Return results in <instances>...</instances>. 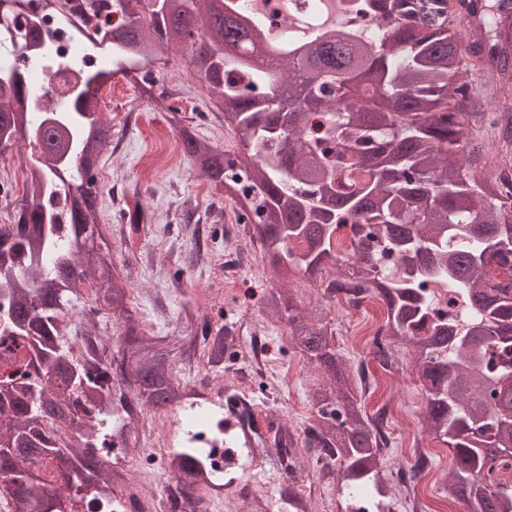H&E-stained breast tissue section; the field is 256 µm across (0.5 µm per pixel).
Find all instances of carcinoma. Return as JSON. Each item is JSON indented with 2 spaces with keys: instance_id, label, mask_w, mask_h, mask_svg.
Here are the masks:
<instances>
[{
  "instance_id": "1",
  "label": "carcinoma",
  "mask_w": 512,
  "mask_h": 512,
  "mask_svg": "<svg viewBox=\"0 0 512 512\" xmlns=\"http://www.w3.org/2000/svg\"><path fill=\"white\" fill-rule=\"evenodd\" d=\"M112 0L115 24L91 11L88 21L112 38V59L90 72L71 95L64 121L24 112L27 68L0 77V153L29 137L44 158L28 176V192L0 224V251L13 258L7 322L0 331V504L9 512H119L114 487L128 480L105 456L128 444L127 420L187 402L168 354L157 350L134 375L127 354L139 348L130 323L113 347L78 329L70 311L84 284L95 283L89 313L124 311L129 282L117 271L96 222L98 187L85 180L66 202L55 199L49 175L58 160L74 175L97 169V152L112 144L99 118L98 90L112 76L138 72L141 96L169 112L160 73L170 50L217 98L224 129L239 139L231 154L179 130L198 174L240 204L273 271L264 292L267 316L285 321L289 343L325 377L310 388L313 414L305 448L318 451L327 474L339 473L348 498L363 489L384 496L380 459L388 447L377 418L364 411L363 376L346 370L336 330L318 309L289 293L297 279L334 263L323 297L336 289L364 298L376 292L387 319L373 349L380 366L396 365L394 346L410 347L425 390L427 432L445 440L457 468L444 479L445 497L464 512H512V121L491 174L470 172L485 160L471 125L483 120L481 97L462 82L484 54L490 82L512 96V13L475 0L482 21L467 30L448 0H355L336 9L317 40L273 38L235 0H151L146 13ZM369 15L384 28L370 44L349 14ZM128 239L147 231L139 199L123 209ZM345 226L352 253L336 257ZM52 265L37 264L39 254ZM235 330L204 325V364L224 368ZM96 437L77 448L61 432ZM240 457L262 456L267 440L228 438ZM275 464L284 469L281 512H307L294 478L296 440L274 431ZM173 452L167 469L175 497L211 487L204 449Z\"/></svg>"
}]
</instances>
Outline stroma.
Listing matches in <instances>:
<instances>
[{
    "label": "stroma",
    "mask_w": 512,
    "mask_h": 512,
    "mask_svg": "<svg viewBox=\"0 0 512 512\" xmlns=\"http://www.w3.org/2000/svg\"><path fill=\"white\" fill-rule=\"evenodd\" d=\"M112 106L101 116L112 124V144L98 157V172L105 178L96 216L117 265L131 275L129 310L146 343L170 350L177 376L204 401L222 386L241 390L252 406L260 432L283 426L302 433L311 408L306 394L318 373L287 340L284 323L267 318L260 296L271 282L263 251L250 240L247 225L235 220L236 205L223 191L200 177L190 157L183 154L178 130L193 128L197 136L221 149L236 150L217 108L198 80L185 72L168 76L164 85L179 98L182 123L166 111L152 109L123 74L111 82ZM139 197L152 217L147 234L125 248L121 213L127 199ZM238 239L246 254L224 251L227 239ZM218 256V264L205 263L204 255ZM302 304L319 303L336 331V345L351 369L379 366L363 332L372 319L383 316L380 305L351 311L337 302H322L321 282L298 281L292 286ZM234 322L242 353L255 351L266 363L265 374L253 373L242 358L225 364L223 371L205 368L200 359L199 335L204 324ZM397 370L392 375L394 407L386 418L390 446L382 461L388 477L394 512H412L410 497L417 496L425 512H434L441 499L442 480L453 466L448 445L433 440L423 423V395L410 349L396 345ZM431 460L422 479L401 485L392 475L413 465L418 455ZM314 450L301 448L295 476L312 512H342L338 479L319 473ZM265 481L253 485L240 478L212 500L213 512H254L262 502L265 512H279L280 473L264 465Z\"/></svg>",
    "instance_id": "35a3bbf8"
}]
</instances>
